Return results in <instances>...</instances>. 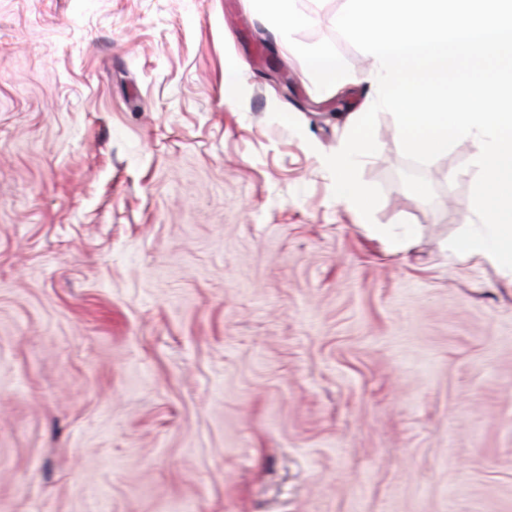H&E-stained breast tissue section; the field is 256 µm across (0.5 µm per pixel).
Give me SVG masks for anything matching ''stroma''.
<instances>
[{
	"mask_svg": "<svg viewBox=\"0 0 512 512\" xmlns=\"http://www.w3.org/2000/svg\"><path fill=\"white\" fill-rule=\"evenodd\" d=\"M345 2L0 0V512H512L478 146L412 167L380 113L386 254L324 163L377 94ZM252 8L258 13L274 12L276 13L283 25H288V29L292 28L300 19L295 11V0H250Z\"/></svg>",
	"mask_w": 512,
	"mask_h": 512,
	"instance_id": "obj_1",
	"label": "stroma"
}]
</instances>
